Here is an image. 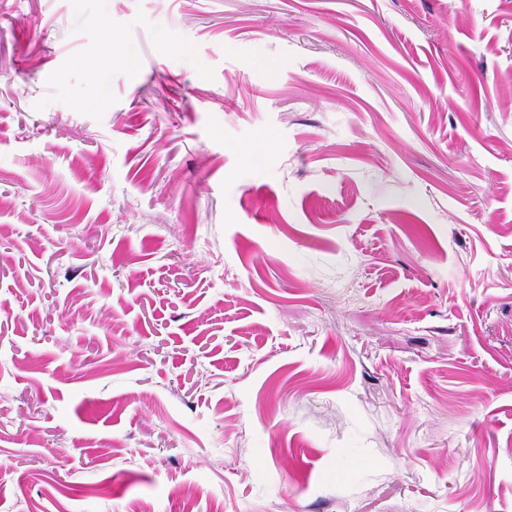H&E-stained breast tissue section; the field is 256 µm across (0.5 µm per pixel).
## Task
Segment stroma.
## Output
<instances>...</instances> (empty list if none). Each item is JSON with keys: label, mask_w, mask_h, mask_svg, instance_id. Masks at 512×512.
<instances>
[{"label": "stroma", "mask_w": 512, "mask_h": 512, "mask_svg": "<svg viewBox=\"0 0 512 512\" xmlns=\"http://www.w3.org/2000/svg\"><path fill=\"white\" fill-rule=\"evenodd\" d=\"M512 512V0H0V512Z\"/></svg>", "instance_id": "1"}]
</instances>
